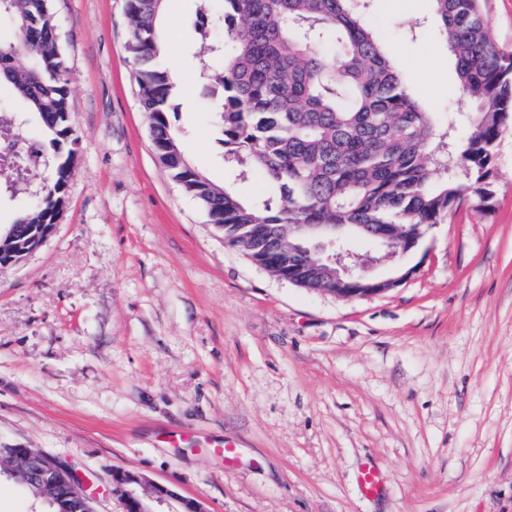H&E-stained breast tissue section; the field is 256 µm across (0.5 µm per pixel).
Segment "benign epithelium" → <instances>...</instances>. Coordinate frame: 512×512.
I'll return each mask as SVG.
<instances>
[{
  "instance_id": "benign-epithelium-1",
  "label": "benign epithelium",
  "mask_w": 512,
  "mask_h": 512,
  "mask_svg": "<svg viewBox=\"0 0 512 512\" xmlns=\"http://www.w3.org/2000/svg\"><path fill=\"white\" fill-rule=\"evenodd\" d=\"M303 233L304 250L316 256L325 271L327 282L335 284L323 292L339 299L353 300L382 295L407 280L414 269L398 267L386 276H377L372 269L380 261L373 258L363 264L357 255L346 248V239L353 232L345 224L297 225ZM54 228L44 225L21 231L13 228L6 241L0 240V256L8 259L4 267L19 264L37 250L53 233ZM5 474L15 483L31 489L42 497L49 512H95L93 494L78 478L71 465L47 457L31 448H0V475ZM112 494L124 503V512H206L201 504L180 495L174 489L151 483L142 475L122 468L112 471Z\"/></svg>"
}]
</instances>
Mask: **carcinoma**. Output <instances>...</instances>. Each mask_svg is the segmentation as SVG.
<instances>
[{
  "instance_id": "cac0c4a2",
  "label": "carcinoma",
  "mask_w": 512,
  "mask_h": 512,
  "mask_svg": "<svg viewBox=\"0 0 512 512\" xmlns=\"http://www.w3.org/2000/svg\"><path fill=\"white\" fill-rule=\"evenodd\" d=\"M207 2L197 33L209 37ZM439 35L474 104L465 139L452 135L408 93L379 34L364 21L365 0H224L231 51L202 72L222 100L224 160L270 191L248 201L220 187L185 157L172 116L174 83L159 63L163 0H126L128 48L140 107L161 163L196 199L228 243L252 263L280 271L309 256L290 253L281 235L294 224H363L381 246L417 237L464 204L491 208L500 128L512 115V52L495 43L482 0H433ZM12 41L0 49V85L37 114L47 135L39 158L47 175L7 189L28 200L14 223L41 224L68 186L70 123L67 66L50 0H0ZM25 56L28 64H17Z\"/></svg>"
}]
</instances>
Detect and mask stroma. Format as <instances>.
Returning <instances> with one entry per match:
<instances>
[{
  "mask_svg": "<svg viewBox=\"0 0 512 512\" xmlns=\"http://www.w3.org/2000/svg\"><path fill=\"white\" fill-rule=\"evenodd\" d=\"M165 14L185 156L244 198L198 76L199 0ZM78 145L54 232L0 270V448L66 460L97 512H124L120 467L205 512H512V117L491 209L462 206L381 296L277 279L225 243L158 161L139 104L125 0H51ZM409 93L440 120L471 111L432 0H370ZM26 150L35 114L0 86ZM233 445L232 462L215 447ZM382 473L364 496V464Z\"/></svg>",
  "mask_w": 512,
  "mask_h": 512,
  "instance_id": "35a3bbf8",
  "label": "stroma"
}]
</instances>
